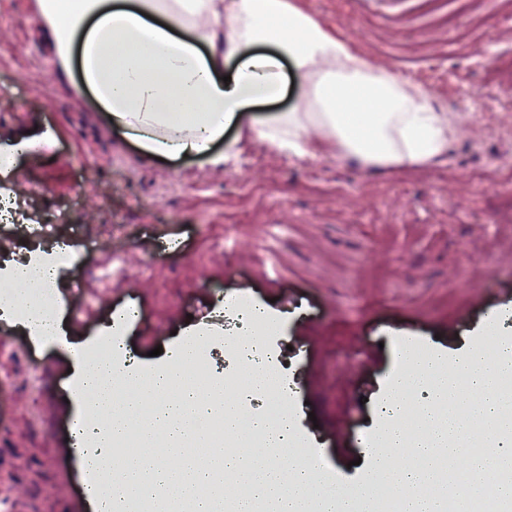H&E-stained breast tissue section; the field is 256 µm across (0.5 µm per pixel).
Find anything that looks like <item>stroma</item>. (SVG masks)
Listing matches in <instances>:
<instances>
[{
	"label": "stroma",
	"instance_id": "stroma-1",
	"mask_svg": "<svg viewBox=\"0 0 512 512\" xmlns=\"http://www.w3.org/2000/svg\"><path fill=\"white\" fill-rule=\"evenodd\" d=\"M386 69L433 91L460 136L428 168L363 172L322 152L289 159L259 141L214 167L187 157L148 164L98 112L57 81L30 0H0V141L58 130L47 152L23 155L10 178L21 204L65 237L114 225L128 274L111 308L135 304L126 336L140 375L198 331H223L225 303L248 299L280 319L267 339L301 383L298 433L336 487L364 486L353 434L399 371L393 345L452 358L485 336L487 316L512 308V193L497 161L512 156V12L500 0H303ZM218 239L202 249L197 227ZM65 343L36 349L56 388L44 397L43 433L22 426L27 397L0 387V470L28 489L13 512H87L82 467L67 442L78 410L69 345L92 343L93 324L63 316Z\"/></svg>",
	"mask_w": 512,
	"mask_h": 512
}]
</instances>
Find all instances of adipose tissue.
<instances>
[{
  "instance_id": "adipose-tissue-1",
  "label": "adipose tissue",
  "mask_w": 512,
  "mask_h": 512,
  "mask_svg": "<svg viewBox=\"0 0 512 512\" xmlns=\"http://www.w3.org/2000/svg\"><path fill=\"white\" fill-rule=\"evenodd\" d=\"M40 35L57 59L58 79L67 92L88 98L106 124L133 141L149 160L196 156L220 165L224 155L214 143L235 128L237 140L261 141L270 150L300 160L318 152H335L365 171L427 167L447 154L458 130L448 110L424 86L398 72L377 67L351 40L309 12L300 0H31ZM293 92L294 107L263 122L250 117L251 107ZM495 365H485L479 348H471L451 364L419 354L409 344L398 348L400 372L384 401L376 407L387 424L390 454L376 453L371 466L380 483L392 487L401 512H438L434 500L416 496L417 485L433 472L438 449H445L449 467L464 466L471 474L498 473L512 466V431L501 432L494 458L468 451L461 443L468 422L450 415L432 426L434 414L454 409L465 392L477 416L497 420L505 405L497 381L512 370V343L499 344ZM82 393L99 409L112 406V383L127 392V407L138 412L147 396L165 397L143 427L144 435L163 434V455L145 458L151 481L133 479L135 464L115 461L112 443L129 426L124 418L99 425L94 445L82 463L101 471L119 469L124 493L94 492L105 512H124L126 497L149 499L158 486L185 474L197 491L196 512H210L200 490L210 469L186 456L180 443L187 430L179 417L208 416L209 400L186 383L171 364L147 378L112 359L86 367L76 359ZM278 374L263 363L250 365L224 402V427H239L236 400L256 391L275 396ZM249 433L262 451L224 449V469L252 473L249 494L238 512H254L267 501L273 512H350L343 494L313 496L318 467L295 448L292 413L253 418ZM422 459L417 468L408 455ZM287 471H280L281 459Z\"/></svg>"
}]
</instances>
